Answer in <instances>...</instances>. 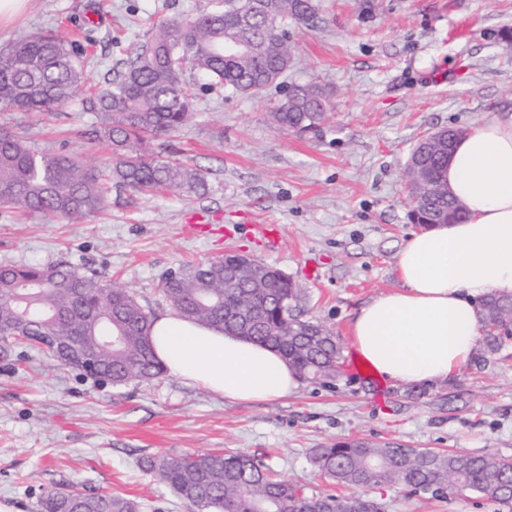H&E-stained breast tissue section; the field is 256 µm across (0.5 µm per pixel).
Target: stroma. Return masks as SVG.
Segmentation results:
<instances>
[{"label":"stroma","mask_w":512,"mask_h":512,"mask_svg":"<svg viewBox=\"0 0 512 512\" xmlns=\"http://www.w3.org/2000/svg\"><path fill=\"white\" fill-rule=\"evenodd\" d=\"M89 0H25L0 21V47L41 29L84 35ZM87 82L66 113L0 109V131L51 155L101 167L112 148L91 138L83 95L106 87L153 24L224 0H96ZM319 19L293 26L294 63L262 98L200 91L192 118L151 147L201 170L206 192L143 196L115 187L105 211L48 221L0 206V264H66L120 283L151 315L169 310L160 279L185 262L239 249L291 276L297 311L339 336L340 370L269 403H236L172 375L123 387L79 376L23 344L0 347V512H34L48 487L136 500L140 512H190L141 462L156 455L244 451L268 456L307 495L330 484L311 449L340 440L512 459V336L482 366L412 393L372 375L350 345L362 305L398 288L396 256L416 226L403 175L427 133L512 118V0H323ZM331 94L318 133L277 127L287 84ZM277 225L276 245L254 223ZM384 512H507L475 494L405 497L368 489Z\"/></svg>","instance_id":"35a3bbf8"}]
</instances>
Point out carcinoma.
I'll list each match as a JSON object with an SVG mask.
<instances>
[{
    "label": "carcinoma",
    "instance_id": "cac0c4a2",
    "mask_svg": "<svg viewBox=\"0 0 512 512\" xmlns=\"http://www.w3.org/2000/svg\"><path fill=\"white\" fill-rule=\"evenodd\" d=\"M320 10L319 0H224V9L189 20L156 24L137 46L124 70L83 102L95 113V138L112 146L105 167H89L76 156L47 155L25 139L0 133V204L56 220L85 217L105 208L112 181L141 193L192 192L205 188V175L146 148L150 138L177 132L192 117L196 96L185 78L191 67L205 86H224L260 98L291 67L290 23H305ZM84 84V48L52 31L31 33L0 49V107L25 112H59ZM329 94L317 82L293 84L272 113L274 122L297 132H319L329 119ZM448 139L438 132L415 145L404 174L427 208L411 216L432 227L461 223L466 213L448 194L444 176ZM241 260L224 257L184 264L161 279L172 308L190 321L267 344L280 351L305 378L331 380L340 367L341 344L323 324L296 314L299 285L268 267V277L224 281V268ZM483 321L512 329V297L481 302ZM150 314L129 290L87 275L71 265H0V340L14 334L62 367L80 366L43 345L80 343L89 350L102 336L123 337L120 346L100 352L110 384L150 380L164 372L151 339ZM312 462L342 486L389 485L413 492H474L500 504L512 503V462L485 455L409 449L359 441L313 450ZM191 512H383L364 496L323 493L308 496L280 477L262 459L246 452H205L146 461ZM137 501L110 493H83L66 487L44 491L38 512H139Z\"/></svg>",
    "mask_w": 512,
    "mask_h": 512
}]
</instances>
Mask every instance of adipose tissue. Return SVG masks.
I'll list each match as a JSON object with an SVG mask.
<instances>
[{
  "label": "adipose tissue",
  "mask_w": 512,
  "mask_h": 512,
  "mask_svg": "<svg viewBox=\"0 0 512 512\" xmlns=\"http://www.w3.org/2000/svg\"><path fill=\"white\" fill-rule=\"evenodd\" d=\"M446 179L466 221L412 233L397 255L400 288L350 322L353 347L392 385L448 382L473 356L481 298L512 295V119L463 132ZM151 339L171 375L230 400L278 401L301 385L276 349L174 312L153 319Z\"/></svg>",
  "instance_id": "obj_1"
}]
</instances>
